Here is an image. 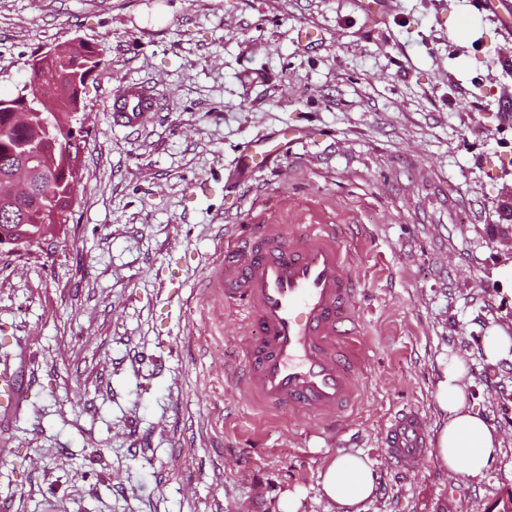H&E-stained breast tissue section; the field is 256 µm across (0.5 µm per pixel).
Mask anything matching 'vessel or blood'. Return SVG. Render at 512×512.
I'll use <instances>...</instances> for the list:
<instances>
[{
    "mask_svg": "<svg viewBox=\"0 0 512 512\" xmlns=\"http://www.w3.org/2000/svg\"><path fill=\"white\" fill-rule=\"evenodd\" d=\"M156 109L157 98L143 83L128 82L112 93L115 126H144ZM216 270L247 336L236 389L262 411L285 408L326 427L346 420L359 395V288L334 226L311 224L291 237L277 228L251 229L225 247ZM22 400L15 379L0 374V413L10 414ZM381 442L394 467L413 470L429 448L421 414L397 411Z\"/></svg>",
    "mask_w": 512,
    "mask_h": 512,
    "instance_id": "1",
    "label": "vessel or blood"
}]
</instances>
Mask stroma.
<instances>
[{
  "instance_id": "1",
  "label": "stroma",
  "mask_w": 512,
  "mask_h": 512,
  "mask_svg": "<svg viewBox=\"0 0 512 512\" xmlns=\"http://www.w3.org/2000/svg\"><path fill=\"white\" fill-rule=\"evenodd\" d=\"M0 0V94L31 54L72 41L104 70L68 224L0 252V373L24 393L0 416V512H330L341 452L374 464L361 512H493L512 489V29L473 0ZM312 38H305V31ZM160 106L113 126L112 90ZM250 142L274 151L237 171ZM332 224L353 257L362 368L348 421L254 409L238 310L215 278L241 228ZM462 360L501 450L480 476L426 455L393 468L398 410L430 433L442 364Z\"/></svg>"
}]
</instances>
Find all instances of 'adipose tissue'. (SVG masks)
Segmentation results:
<instances>
[{
  "label": "adipose tissue",
  "instance_id": "1",
  "mask_svg": "<svg viewBox=\"0 0 512 512\" xmlns=\"http://www.w3.org/2000/svg\"><path fill=\"white\" fill-rule=\"evenodd\" d=\"M466 373V365L459 360L448 361L442 368L436 400L444 423L436 436L434 456L448 470L476 476L496 456L500 442L495 429L467 405ZM377 486L378 475L368 457L345 452L324 470L320 494L341 512H360V504L375 495Z\"/></svg>",
  "mask_w": 512,
  "mask_h": 512
}]
</instances>
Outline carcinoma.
<instances>
[{"label":"carcinoma","mask_w":512,"mask_h":512,"mask_svg":"<svg viewBox=\"0 0 512 512\" xmlns=\"http://www.w3.org/2000/svg\"><path fill=\"white\" fill-rule=\"evenodd\" d=\"M100 68L94 51L80 44L69 56L47 64L42 74L29 75L24 93L30 99L48 84L56 87V109L49 117L37 111L27 125L17 127L12 113L0 108V175L7 174L16 163L23 146L31 144L39 150L31 163L41 180L37 197H22L20 206L13 209L14 216L3 217L4 223L13 224L15 239L23 246L40 236L43 225L68 223L78 179L71 177L63 184L58 180L74 164L68 139L80 112L82 88Z\"/></svg>","instance_id":"obj_1"}]
</instances>
